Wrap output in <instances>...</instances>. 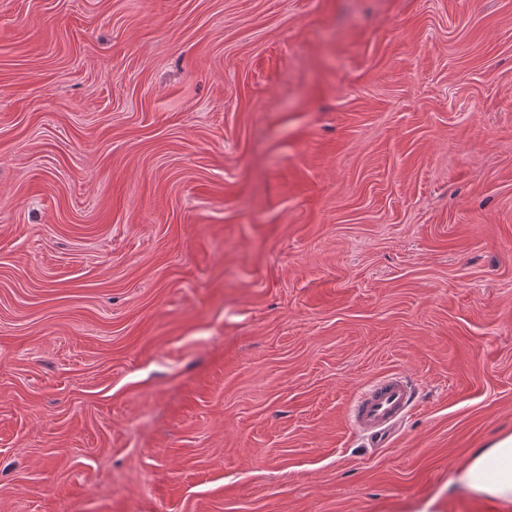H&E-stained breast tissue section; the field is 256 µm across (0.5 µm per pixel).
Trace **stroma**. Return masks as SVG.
Instances as JSON below:
<instances>
[{
    "instance_id": "35a3bbf8",
    "label": "stroma",
    "mask_w": 512,
    "mask_h": 512,
    "mask_svg": "<svg viewBox=\"0 0 512 512\" xmlns=\"http://www.w3.org/2000/svg\"><path fill=\"white\" fill-rule=\"evenodd\" d=\"M507 434L512 0H0V512H498ZM415 402L412 383L398 373L380 376L355 397L349 423L365 448H385ZM456 480L502 512L512 509V435L488 448L475 449Z\"/></svg>"
}]
</instances>
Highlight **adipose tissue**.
Segmentation results:
<instances>
[{"label": "adipose tissue", "instance_id": "adipose-tissue-1", "mask_svg": "<svg viewBox=\"0 0 512 512\" xmlns=\"http://www.w3.org/2000/svg\"><path fill=\"white\" fill-rule=\"evenodd\" d=\"M456 479L475 495L512 512V435L475 449Z\"/></svg>", "mask_w": 512, "mask_h": 512}]
</instances>
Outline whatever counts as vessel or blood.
<instances>
[{"label": "vessel or blood", "mask_w": 512, "mask_h": 512, "mask_svg": "<svg viewBox=\"0 0 512 512\" xmlns=\"http://www.w3.org/2000/svg\"><path fill=\"white\" fill-rule=\"evenodd\" d=\"M414 402L412 383L400 374H386L358 393L349 407V423L363 447L383 448L392 441Z\"/></svg>", "instance_id": "b4317fda"}]
</instances>
